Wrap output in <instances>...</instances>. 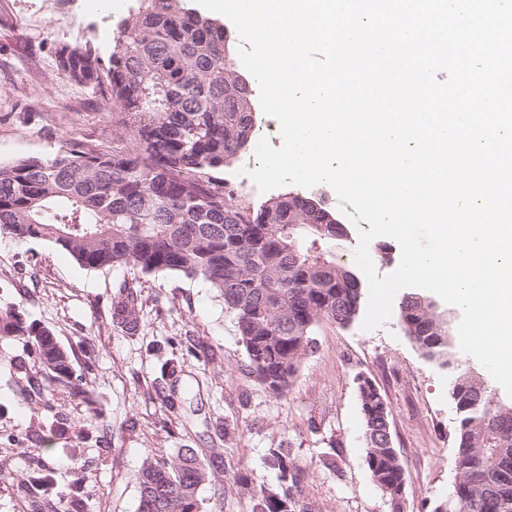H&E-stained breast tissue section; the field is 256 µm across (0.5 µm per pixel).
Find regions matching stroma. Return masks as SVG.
I'll return each instance as SVG.
<instances>
[{
	"label": "stroma",
	"mask_w": 512,
	"mask_h": 512,
	"mask_svg": "<svg viewBox=\"0 0 512 512\" xmlns=\"http://www.w3.org/2000/svg\"><path fill=\"white\" fill-rule=\"evenodd\" d=\"M111 9L73 0L58 14L53 0H0V160L51 158L77 139L112 145V120L100 97L58 75L57 44L94 39L107 47ZM137 278L144 326L128 334L113 325L111 298L120 282ZM0 303L19 305L73 349L72 367L85 375L93 405L48 385L42 405L29 403L13 367L29 347L0 338V434L17 435L0 453V512H40L16 485L34 452L55 473L53 498L86 482L89 512H138L137 473L145 459L175 458L183 445L224 451L218 482L199 491L200 512H251L241 482H271L265 457L290 449L305 471L310 512H390L373 483L365 448L356 378L370 377L391 410L395 446L408 476L405 512H431L455 480V410L448 375L425 362L398 315L366 331L361 321L315 329L316 351L288 391L268 392L251 374L230 314L200 279L166 273L134 276L126 268L88 270L61 249L0 236ZM200 354L191 357L189 346ZM93 351L85 359V351ZM185 359L176 397L201 383V395L180 418L167 415L155 394L160 359ZM65 432L50 437L52 421Z\"/></svg>",
	"instance_id": "35a3bbf8"
}]
</instances>
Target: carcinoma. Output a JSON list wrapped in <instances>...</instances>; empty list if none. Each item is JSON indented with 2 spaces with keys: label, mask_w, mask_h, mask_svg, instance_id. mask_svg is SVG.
<instances>
[{
  "label": "carcinoma",
  "mask_w": 512,
  "mask_h": 512,
  "mask_svg": "<svg viewBox=\"0 0 512 512\" xmlns=\"http://www.w3.org/2000/svg\"><path fill=\"white\" fill-rule=\"evenodd\" d=\"M186 2L137 0L115 20L103 51L89 41L56 46L58 74L100 94L118 139L110 150L85 141L50 159L0 163V235L62 249L89 270L205 280L234 317L251 373L281 395L314 353L316 325L326 319L345 327L359 316L363 283L327 249L348 227L323 198L288 193L250 210L214 176L251 144L255 84L235 68L229 30ZM111 319L129 334L141 330L136 278L113 292ZM400 319L410 341L448 361L459 395L447 512H512V401L461 368L456 340L437 335L431 311L405 297ZM0 336H22L30 345V354L13 362L27 375L30 400L42 399L44 383L58 382L93 403L69 351L11 303L0 307ZM155 392L168 413L186 412L165 388ZM359 402L371 478L390 512H404V501L388 493L408 483L387 440L391 412L362 394ZM222 462L219 449L205 462L190 446L172 460L146 459L137 474L138 512H199V490L216 480ZM267 464L275 481L247 489L252 512H306L305 471L281 448L269 449ZM53 482V470L37 456L20 489L50 512H88L82 484L56 505L48 495Z\"/></svg>",
  "instance_id": "carcinoma-1"
}]
</instances>
